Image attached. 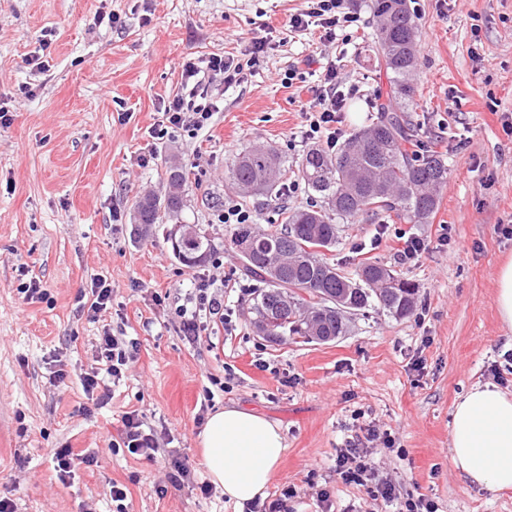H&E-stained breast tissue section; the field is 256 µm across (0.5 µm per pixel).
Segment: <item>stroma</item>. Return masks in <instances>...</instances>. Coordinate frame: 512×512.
Masks as SVG:
<instances>
[{
  "instance_id": "stroma-1",
  "label": "stroma",
  "mask_w": 512,
  "mask_h": 512,
  "mask_svg": "<svg viewBox=\"0 0 512 512\" xmlns=\"http://www.w3.org/2000/svg\"><path fill=\"white\" fill-rule=\"evenodd\" d=\"M371 0H349L359 20L342 47L339 77L355 87L343 136L376 122L375 97L388 88L377 64ZM418 28V65L408 115L420 151L448 164V182L428 223L381 212L340 223L328 257L344 272L379 262L419 289L414 312L352 316L346 336L328 343H272L252 325L260 282L241 273L232 225L213 200L249 212L255 227L279 223L280 205L319 203L299 165L316 148L300 136L307 84H285L288 70H317L329 48L319 29L289 32L304 0H0V103L12 111L0 126V499L16 512H115L111 487H126L125 512H236L206 480L198 436L211 407L213 376L225 389L213 405L242 407L279 424L286 453L267 490L281 512H385L366 487L335 473L340 448L357 433L353 412L390 432L404 456L376 457V477L398 496L416 490L439 512H512V490L467 480L448 456L454 402L473 385L512 392V329L502 325L495 278L512 258V0H408ZM120 16L121 28L94 24ZM52 32L40 49L43 32ZM271 48L240 84L208 85L216 109L207 129L159 141L163 101L181 93L190 58L244 54L252 37ZM47 60L46 70L33 59ZM285 161L283 198H241L230 165L256 146ZM190 172L183 223L213 241L223 266L188 268L172 254L164 225L137 239L136 200L164 194L171 164ZM390 229L371 246L379 224ZM406 232L427 245L402 259ZM112 286V307L90 321L93 279ZM208 278L231 308L232 332L213 327L196 345L178 332L177 301ZM37 280L49 298L24 301L17 287ZM164 296L157 304L156 296ZM138 338L136 362L93 408L82 380L96 365L103 332ZM61 383H53L56 370ZM137 411L166 450L185 459L191 480L168 488L164 457L120 448L125 413ZM92 453L95 463L60 481L57 449ZM294 487L285 499L282 489Z\"/></svg>"
}]
</instances>
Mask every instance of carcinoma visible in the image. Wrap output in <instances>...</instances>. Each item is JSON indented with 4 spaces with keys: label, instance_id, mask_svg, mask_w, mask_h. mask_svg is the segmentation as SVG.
<instances>
[{
    "label": "carcinoma",
    "instance_id": "obj_1",
    "mask_svg": "<svg viewBox=\"0 0 512 512\" xmlns=\"http://www.w3.org/2000/svg\"><path fill=\"white\" fill-rule=\"evenodd\" d=\"M371 9L378 21V64L388 75V102L375 103L378 121L354 133L336 153L308 152L301 177L324 204L294 211L281 207L283 224H272L255 237L252 256L242 257L245 275L265 285L254 304L257 316L281 318L283 324L274 335L296 343H308L312 336L332 342L347 334L348 319L343 315H318L314 330L305 321V313L322 309L328 298L345 301L361 315L382 310L401 319L414 311L418 288L388 267L369 262L349 274L328 261L325 252L336 247L339 233L333 216L386 211L408 223L426 224L438 206L436 190L448 180L444 159H420L406 150L416 130L396 107L412 93L410 77L417 66L414 16L406 0H372ZM282 166L273 149L253 148L236 158L231 177L244 193L268 196L279 188ZM186 182L185 168L171 166L164 196L147 194L137 200L133 223L140 235H147L163 218L180 215ZM185 251L199 258L193 263L197 267L209 261L214 247L206 234L198 233L186 241ZM387 281H396L399 287L378 286Z\"/></svg>",
    "mask_w": 512,
    "mask_h": 512
}]
</instances>
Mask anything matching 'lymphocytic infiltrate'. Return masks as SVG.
<instances>
[{"mask_svg": "<svg viewBox=\"0 0 512 512\" xmlns=\"http://www.w3.org/2000/svg\"><path fill=\"white\" fill-rule=\"evenodd\" d=\"M356 13L348 11L345 0H306L304 9L291 15L288 28L295 33H306L310 28H318L324 43L335 44L339 32L355 25ZM241 59L232 56H212L206 64L187 61L183 66L182 78L189 85L188 96H175L163 105L164 121L155 134L165 138L180 131L192 129L200 131L207 128L214 112V104L208 98V91L202 87L198 76L207 69L222 76L225 85L240 81L244 71ZM310 96L301 104L306 117L302 136L307 140L325 142L328 149H335L340 130V113L346 104V94L338 80L336 61L326 58L322 65L320 85L310 87ZM175 313L180 319V328L184 340L196 344L209 323L231 325L229 313L224 309V298L212 292L208 281L200 280L189 288L182 304L176 306ZM139 341L135 338L103 334L99 342L98 360L102 367L92 370L83 378V388L87 394L96 395L98 402L109 398L104 390L105 378L120 380L137 358ZM122 443L133 455H142L152 459L161 451L157 436L144 427L137 412L127 413L123 420ZM375 451L359 447L358 443H349L336 457V474L348 484L365 485L372 499L395 505L396 512H438L436 503L420 493L407 494L398 498L394 486L387 481H375Z\"/></svg>", "mask_w": 512, "mask_h": 512, "instance_id": "lymphocytic-infiltrate-1", "label": "lymphocytic infiltrate"}]
</instances>
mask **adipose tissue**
<instances>
[{
	"mask_svg": "<svg viewBox=\"0 0 512 512\" xmlns=\"http://www.w3.org/2000/svg\"><path fill=\"white\" fill-rule=\"evenodd\" d=\"M199 446L210 482L239 508L265 498L286 450L276 423L238 407L211 413ZM449 457L478 485L512 489V393L478 384L456 402Z\"/></svg>",
	"mask_w": 512,
	"mask_h": 512,
	"instance_id": "1",
	"label": "adipose tissue"
}]
</instances>
